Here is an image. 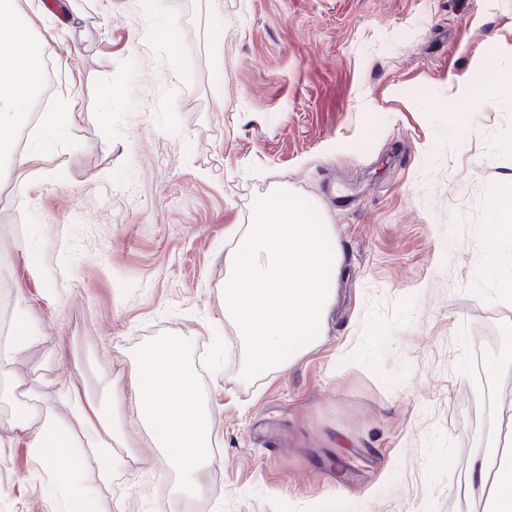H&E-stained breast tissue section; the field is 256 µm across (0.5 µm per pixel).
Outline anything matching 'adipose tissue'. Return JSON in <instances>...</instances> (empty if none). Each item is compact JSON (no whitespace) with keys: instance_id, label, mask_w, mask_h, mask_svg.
Returning <instances> with one entry per match:
<instances>
[{"instance_id":"ef3b65f1","label":"adipose tissue","mask_w":512,"mask_h":512,"mask_svg":"<svg viewBox=\"0 0 512 512\" xmlns=\"http://www.w3.org/2000/svg\"><path fill=\"white\" fill-rule=\"evenodd\" d=\"M0 15L10 18L7 25L0 26V156L8 155L12 169L30 176L46 152L60 144L66 127L75 124L76 115L67 111L51 113L29 148L13 150L20 125L43 94L49 47L33 34L30 19L19 8L18 0H0ZM487 209L491 224L484 250L488 258L481 274L499 292L512 294V269H504L497 258L500 246L512 243L511 182L490 196ZM188 347V341L180 337L152 343L136 355L131 375L142 426L178 473L181 492L192 495L200 489L212 462L209 445L213 418L200 402L197 377L188 365ZM27 378L24 372L11 373L8 381L0 384V394L17 399L15 421L31 431L38 464L50 468L60 459L74 456L77 443L61 424L56 407L29 386ZM67 406L84 425L90 446L106 451L111 444L122 442V429L106 402H95L77 393ZM470 482L482 502V512H512V447L504 446L492 455H477Z\"/></svg>"}]
</instances>
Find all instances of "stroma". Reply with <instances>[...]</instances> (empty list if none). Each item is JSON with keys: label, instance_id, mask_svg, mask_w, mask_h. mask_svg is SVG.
<instances>
[{"label": "stroma", "instance_id": "obj_1", "mask_svg": "<svg viewBox=\"0 0 512 512\" xmlns=\"http://www.w3.org/2000/svg\"><path fill=\"white\" fill-rule=\"evenodd\" d=\"M63 2L21 0L52 50L25 140L49 113L81 118L23 189L0 174V341L20 310L41 334L0 374L35 370L57 407L116 388L111 488L92 448L77 464L98 512H480L471 463L512 427V296L479 273L512 96L477 78L512 79V0ZM170 22L173 45L152 34ZM278 189L335 225L343 275L320 344L246 381L224 236ZM170 336L214 421L189 497L130 376ZM30 441L0 401V512H78Z\"/></svg>", "mask_w": 512, "mask_h": 512}]
</instances>
